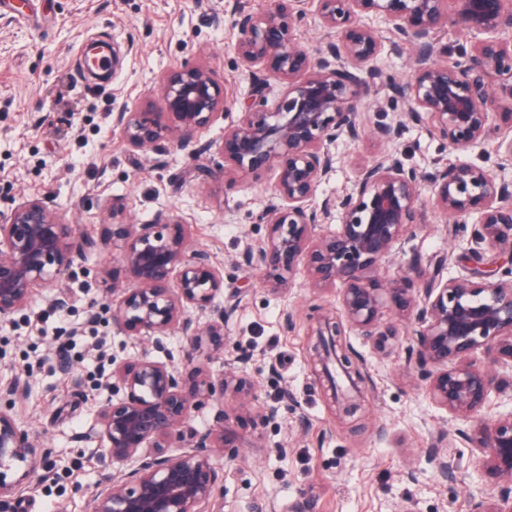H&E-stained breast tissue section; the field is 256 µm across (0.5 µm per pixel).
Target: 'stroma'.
Segmentation results:
<instances>
[{"label":"stroma","mask_w":512,"mask_h":512,"mask_svg":"<svg viewBox=\"0 0 512 512\" xmlns=\"http://www.w3.org/2000/svg\"><path fill=\"white\" fill-rule=\"evenodd\" d=\"M266 6L267 0H0V210L46 196L95 239L112 219L147 224L163 212L188 224L194 247L223 265L225 292L245 291L224 326L223 355L208 364L215 376L227 370L245 376L255 394L248 410L226 423L236 449L215 458L219 512H294L304 499L309 512H471L482 495L469 478L480 455L464 440L468 420L429 399L407 349L410 322L385 311L384 322L398 334L383 349L346 330L341 341L363 374V401L354 416H339L312 351L317 319L339 314L336 294L311 288L301 271L287 291L274 292L259 271L241 264L265 233L258 216L274 175L226 185L216 146L225 125L239 119L251 86L236 54L233 14ZM94 41L125 50L114 79L80 75V49ZM198 64L228 90L223 118L200 135L213 150L193 159L164 140L130 151L112 125L113 112L158 102L164 70ZM398 147L405 164L419 170L449 159L447 144L425 122L407 123ZM381 151L366 138L338 142L335 169L320 195L344 193L357 161ZM199 165L210 177L177 185ZM431 197L423 191L424 221L382 264L383 276L402 274L416 254L425 266L448 257V275L462 274L456 259L472 231L433 210ZM116 202L122 205L117 216ZM140 351L117 331L111 303L80 279L68 308L55 307L51 289L38 286L23 310L0 322V377H30V429L61 459L54 480L36 487L22 512H88L94 485L112 465L100 441L74 437L93 424L106 396L103 370ZM59 356L72 365L71 376L55 370ZM267 405L278 406L275 418H260ZM444 459L458 465L457 480L441 475Z\"/></svg>","instance_id":"35a3bbf8"}]
</instances>
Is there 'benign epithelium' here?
I'll list each match as a JSON object with an SVG mask.
<instances>
[{"mask_svg":"<svg viewBox=\"0 0 512 512\" xmlns=\"http://www.w3.org/2000/svg\"><path fill=\"white\" fill-rule=\"evenodd\" d=\"M328 40L310 54L296 30L304 0H269L259 14L238 13L236 54L256 75L239 119L224 127L220 171L235 177L275 172L272 197L260 214L265 237L245 261L274 289L290 286L300 268L311 287L339 288L342 316L359 335L386 348L396 335L382 322L383 309L414 319L411 352L426 372L428 395L455 417L469 420L466 441L481 454L480 480L498 488L475 512H512V413L484 416L489 395L509 386L498 368L512 366V183L471 163L405 166L395 142L408 122H427L448 144L463 151L497 135L501 158L512 163V111L492 129L489 106L512 101V0H313ZM373 15L378 30L362 21ZM469 41L456 57L435 60L440 33L448 26ZM391 42L412 53L405 80L376 65ZM282 85L269 104L265 78ZM387 88L405 110L367 130L360 104L369 83ZM162 111L112 113L130 151L167 140L196 156L210 150L199 134L224 116L225 85L202 65L163 73ZM367 137L387 150L358 167L341 196L317 198L334 169L332 146ZM433 190L445 216L478 215L465 259L479 264L468 276L446 277L447 258L437 264L423 297L405 274L385 281L381 262L421 224V186ZM336 216V229L319 233ZM118 251L120 270L84 265L86 252L107 245ZM112 299L115 327L143 345L129 361L112 363L102 386L108 397L87 434L105 444L115 471L91 495L90 512H214L220 477L214 453L234 447L224 417L206 433L186 430L191 414L210 400L229 397L245 404L251 383L233 371L213 378L200 366L180 367L151 357L150 347L172 332L189 345L188 355L224 353V323L230 306L215 304L224 269L204 249L190 246L186 224L160 213L150 224L114 223L99 240L79 232L44 197L27 198L0 212V320L24 309L32 288L54 290L56 307H68L75 273ZM209 314L200 322L190 310ZM343 323L317 320V335L340 336ZM482 351L483 362L473 355ZM27 376L0 379V512L33 490V478L52 474L50 451L28 430L19 408L32 397ZM150 452L143 453L144 449ZM180 452L174 453L172 449Z\"/></svg>","mask_w":512,"mask_h":512,"instance_id":"1","label":"benign epithelium"}]
</instances>
